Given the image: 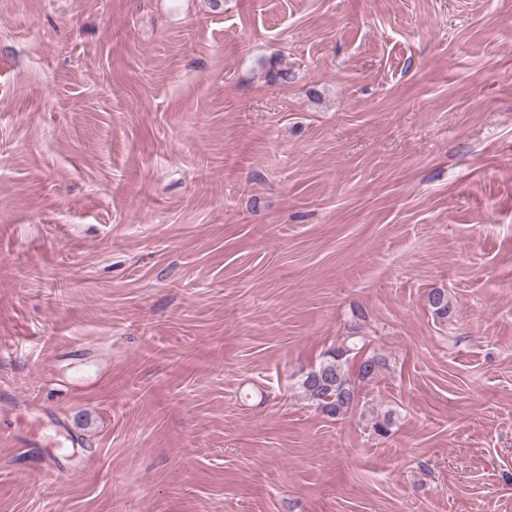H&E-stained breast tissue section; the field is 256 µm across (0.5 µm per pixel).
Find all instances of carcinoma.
<instances>
[{
    "instance_id": "1",
    "label": "carcinoma",
    "mask_w": 512,
    "mask_h": 512,
    "mask_svg": "<svg viewBox=\"0 0 512 512\" xmlns=\"http://www.w3.org/2000/svg\"><path fill=\"white\" fill-rule=\"evenodd\" d=\"M434 315L440 319L452 313L448 293L437 289L428 295ZM366 339L345 336L323 360L301 380L300 388L317 409L332 418L343 417L360 402L361 388L374 382L386 365L383 356L374 352L362 353ZM396 423L390 410L376 418L371 428L375 435L387 438Z\"/></svg>"
}]
</instances>
